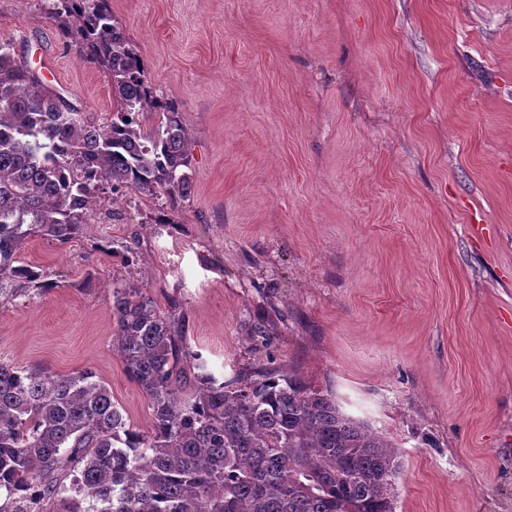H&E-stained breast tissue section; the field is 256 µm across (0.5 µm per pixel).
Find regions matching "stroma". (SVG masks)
Listing matches in <instances>:
<instances>
[{"instance_id":"stroma-1","label":"stroma","mask_w":512,"mask_h":512,"mask_svg":"<svg viewBox=\"0 0 512 512\" xmlns=\"http://www.w3.org/2000/svg\"><path fill=\"white\" fill-rule=\"evenodd\" d=\"M0 0V42L83 112L112 82ZM187 128L190 196L103 197L19 253L0 360L92 370L141 431L112 293L176 301L209 372L299 373L398 451L395 512H512V0H110ZM123 213L108 220V211Z\"/></svg>"}]
</instances>
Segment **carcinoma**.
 Returning a JSON list of instances; mask_svg holds the SVG:
<instances>
[{"mask_svg": "<svg viewBox=\"0 0 512 512\" xmlns=\"http://www.w3.org/2000/svg\"><path fill=\"white\" fill-rule=\"evenodd\" d=\"M45 19L106 71L118 107L105 121L80 112L0 44V294L40 278L17 264L28 240L75 239L99 196L125 189L172 209L189 197L181 113L151 87L109 0H52ZM146 112L162 115L149 132ZM175 311L139 288L112 295L113 345L148 401L147 433L91 370L0 361V512H394L395 446L295 372L216 379Z\"/></svg>", "mask_w": 512, "mask_h": 512, "instance_id": "carcinoma-1", "label": "carcinoma"}]
</instances>
